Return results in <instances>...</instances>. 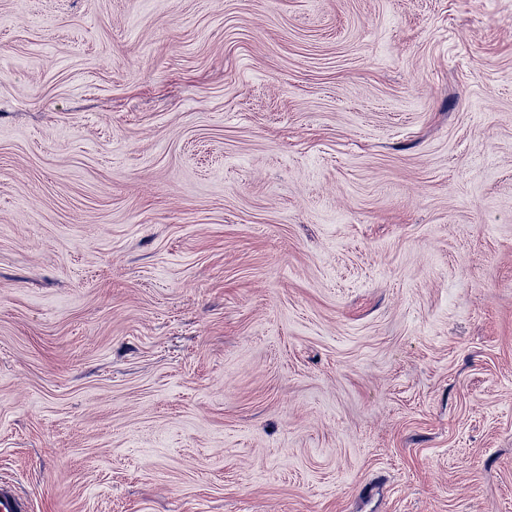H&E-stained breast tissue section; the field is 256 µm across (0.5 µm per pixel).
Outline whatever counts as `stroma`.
<instances>
[{
  "instance_id": "35a3bbf8",
  "label": "stroma",
  "mask_w": 512,
  "mask_h": 512,
  "mask_svg": "<svg viewBox=\"0 0 512 512\" xmlns=\"http://www.w3.org/2000/svg\"><path fill=\"white\" fill-rule=\"evenodd\" d=\"M1 480L512 512V0H0Z\"/></svg>"
}]
</instances>
